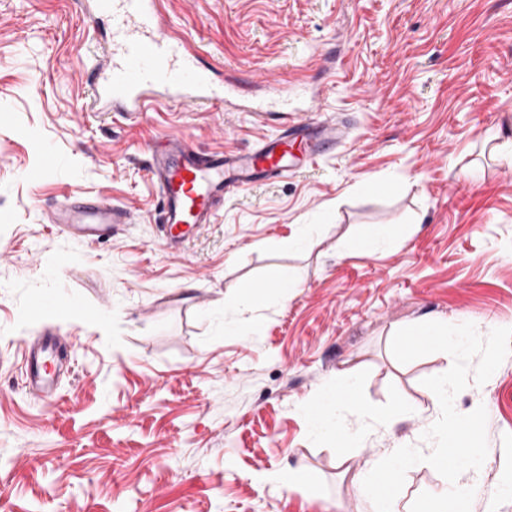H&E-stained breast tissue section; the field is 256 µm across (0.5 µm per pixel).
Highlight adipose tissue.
I'll return each mask as SVG.
<instances>
[{
  "label": "adipose tissue",
  "instance_id": "1",
  "mask_svg": "<svg viewBox=\"0 0 512 512\" xmlns=\"http://www.w3.org/2000/svg\"><path fill=\"white\" fill-rule=\"evenodd\" d=\"M359 390L358 379L337 374L312 403L311 433L331 437L337 447L354 448L366 434L389 429L394 415L368 411L357 400Z\"/></svg>",
  "mask_w": 512,
  "mask_h": 512
}]
</instances>
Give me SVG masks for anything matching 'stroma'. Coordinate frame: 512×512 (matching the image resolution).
Listing matches in <instances>:
<instances>
[{
  "label": "stroma",
  "mask_w": 512,
  "mask_h": 512,
  "mask_svg": "<svg viewBox=\"0 0 512 512\" xmlns=\"http://www.w3.org/2000/svg\"><path fill=\"white\" fill-rule=\"evenodd\" d=\"M165 18L243 101L263 82L318 97L350 140L279 182L225 198L173 253L160 239L148 142L178 132L241 152L270 134L250 113L171 103L127 119L90 108L104 26L84 0H0V512H364L356 478L394 445L421 446L424 378L395 330L419 320L512 327V0H166ZM40 183L26 177L46 156ZM372 181L394 185L369 194ZM102 196L132 224L86 242L49 221L58 201ZM367 224L395 244L343 247ZM300 236V250L280 248ZM288 300L238 313L237 286L270 266ZM59 307L33 309L42 295ZM65 347L59 396L19 386L21 344ZM368 410L408 409L345 451L303 411L336 374ZM487 411L471 512H512V354L454 399ZM303 466L309 486L277 474Z\"/></svg>",
  "instance_id": "obj_1"
}]
</instances>
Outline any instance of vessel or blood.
<instances>
[{
  "label": "vessel or blood",
  "mask_w": 512,
  "mask_h": 512,
  "mask_svg": "<svg viewBox=\"0 0 512 512\" xmlns=\"http://www.w3.org/2000/svg\"><path fill=\"white\" fill-rule=\"evenodd\" d=\"M87 4L93 21L109 25L101 60L89 74L93 110L133 118L162 102L194 107L224 103L233 82L220 79L216 68L174 37L164 19L162 0H87ZM265 89L267 105L253 110L259 124L268 106L288 104V91L280 82L267 83ZM346 136L344 121L332 116L283 123L274 135L239 153H204L179 133L149 145L148 171L162 198L166 248L180 250L212 223L224 197L260 181L287 178ZM50 220L62 232L100 242L130 224L131 214L102 198L77 202L66 197L52 210ZM64 368L56 337L43 336L38 346L28 349L22 371L26 392L42 401L55 399L56 378Z\"/></svg>",
  "instance_id": "b4317fda"
}]
</instances>
